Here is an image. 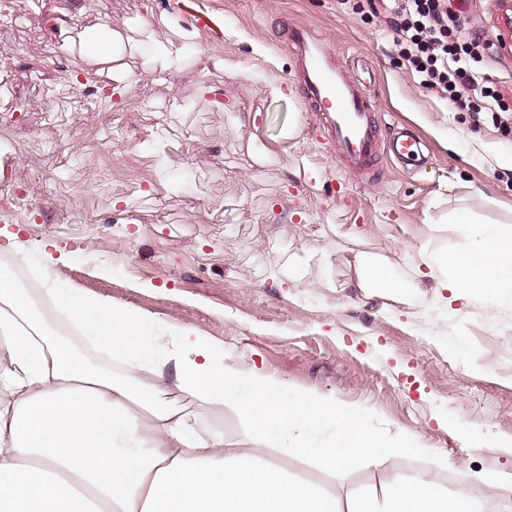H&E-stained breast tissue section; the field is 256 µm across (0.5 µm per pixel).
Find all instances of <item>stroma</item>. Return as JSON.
Listing matches in <instances>:
<instances>
[{"label":"stroma","instance_id":"1","mask_svg":"<svg viewBox=\"0 0 512 512\" xmlns=\"http://www.w3.org/2000/svg\"><path fill=\"white\" fill-rule=\"evenodd\" d=\"M0 17V264L17 273V247L46 264L66 295L142 310L223 345L239 380L258 369L286 395L354 406L406 454L328 472L269 449L308 480L350 492L393 475L433 474L460 489L461 467L512 475V307L422 288L381 305L346 289L352 250L387 259L409 280L422 257L463 244L457 214L512 226V133L478 96L447 103L406 68L382 16L363 0H40ZM463 31L501 32L500 0H455ZM165 14L157 43L192 29L195 50L166 72L122 48L138 81L125 98L69 88L84 69L88 29L130 33ZM208 17L207 26L197 17ZM314 25L352 70L384 125L425 142L429 162L408 172L384 157L385 179L364 183L308 126L299 67L281 51L287 32ZM262 46L264 55L254 53ZM164 129V144L153 134ZM92 215L64 224L62 213ZM308 257L288 273L292 255ZM444 459L445 467L434 465Z\"/></svg>","mask_w":512,"mask_h":512}]
</instances>
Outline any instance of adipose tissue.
<instances>
[{
  "mask_svg": "<svg viewBox=\"0 0 512 512\" xmlns=\"http://www.w3.org/2000/svg\"><path fill=\"white\" fill-rule=\"evenodd\" d=\"M88 67L111 76L112 93L131 73L103 41L87 49ZM470 252L435 253L431 287L458 297H503L492 269L512 270V232L470 225ZM349 288L401 302L417 281L395 279L364 251L348 262ZM42 302L79 335L122 355L115 376L60 346L30 292L0 275V512H489L488 499L448 496L434 478L394 477L377 494L340 497L268 460V446L315 458L328 470L364 457L380 464L396 449L355 410L315 397L287 399L263 372L234 382L217 347L192 332L157 324L147 313L97 300L74 301L47 284ZM185 404H175L172 392ZM231 409L254 441L230 442L203 428L197 407Z\"/></svg>",
  "mask_w": 512,
  "mask_h": 512,
  "instance_id": "ef3b65f1",
  "label": "adipose tissue"
}]
</instances>
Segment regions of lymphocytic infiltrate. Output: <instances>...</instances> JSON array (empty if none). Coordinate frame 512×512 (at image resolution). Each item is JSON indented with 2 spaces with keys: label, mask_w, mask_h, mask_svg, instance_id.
Listing matches in <instances>:
<instances>
[{
  "label": "lymphocytic infiltrate",
  "mask_w": 512,
  "mask_h": 512,
  "mask_svg": "<svg viewBox=\"0 0 512 512\" xmlns=\"http://www.w3.org/2000/svg\"><path fill=\"white\" fill-rule=\"evenodd\" d=\"M369 8H382L390 17L402 55L420 85L451 100L463 91L480 95L486 111L498 101L496 90L477 65L483 49V36L476 33L459 42L455 32L459 18L448 7V0H366Z\"/></svg>",
  "instance_id": "f902f5d3"
}]
</instances>
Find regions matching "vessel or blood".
I'll list each match as a JSON object with an SVG mask.
<instances>
[{
  "mask_svg": "<svg viewBox=\"0 0 512 512\" xmlns=\"http://www.w3.org/2000/svg\"><path fill=\"white\" fill-rule=\"evenodd\" d=\"M285 46L301 64L305 97L314 105L308 118L335 146L341 161L381 179L384 171L373 165L381 151L406 166L422 160L421 143L412 131L402 128L389 139L379 138L373 102L360 83L350 78L348 63L337 61L314 27L293 29Z\"/></svg>",
  "mask_w": 512,
  "mask_h": 512,
  "instance_id": "b4317fda",
  "label": "vessel or blood"
}]
</instances>
